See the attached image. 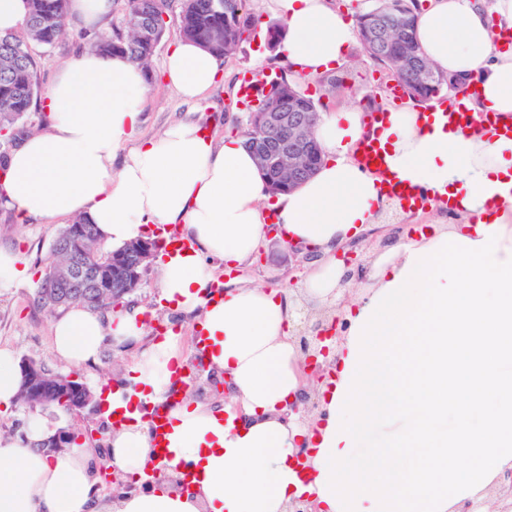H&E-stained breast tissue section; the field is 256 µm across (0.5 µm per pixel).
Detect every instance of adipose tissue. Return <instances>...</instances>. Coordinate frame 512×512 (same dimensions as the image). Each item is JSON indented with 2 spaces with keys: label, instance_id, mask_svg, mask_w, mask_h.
<instances>
[{
  "label": "adipose tissue",
  "instance_id": "1",
  "mask_svg": "<svg viewBox=\"0 0 512 512\" xmlns=\"http://www.w3.org/2000/svg\"><path fill=\"white\" fill-rule=\"evenodd\" d=\"M284 22L282 52L294 72L316 77L344 60L355 24L329 0H263ZM421 56L436 69L478 76L460 128L407 107L367 125L359 108L322 115L318 171L269 197L241 134L204 137L178 122L140 135L148 85L120 55L86 50L58 71L48 125L8 156L0 204L18 223L89 217L113 246L149 226L179 224L187 247L159 250L160 300L195 313L207 337L208 370L227 373L233 401L167 403L176 337L142 345L144 308L101 313L71 306L54 316L53 352L68 364L96 362L104 345L140 343L107 393L114 414L130 401L165 404L167 469L195 474L191 491L166 486L113 501L88 469V448L54 455L31 416L24 438L0 435V512H285L308 494L320 512H453L512 464V138L493 135L485 114L512 116V0H430L418 15ZM188 101L207 96L221 60L177 41L164 62ZM386 149V174L365 168L360 146ZM427 197L447 196L460 217L390 244L346 308L348 330L321 395L326 416L304 472L293 458L304 430L284 421L304 386L291 339L293 292L236 286L212 295L210 259L241 266L275 219L283 242L318 254L306 293L323 302L339 288L337 252L376 224L390 199L384 178ZM109 466L138 476L155 461L145 423L112 432Z\"/></svg>",
  "mask_w": 512,
  "mask_h": 512
}]
</instances>
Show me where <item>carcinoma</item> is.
<instances>
[{
  "label": "carcinoma",
  "mask_w": 512,
  "mask_h": 512,
  "mask_svg": "<svg viewBox=\"0 0 512 512\" xmlns=\"http://www.w3.org/2000/svg\"><path fill=\"white\" fill-rule=\"evenodd\" d=\"M170 0H125V7L118 22L110 24V30L99 33L88 43V48L98 54L109 56L122 54L138 64L145 72L147 83L153 82L152 60L157 46L168 33L165 16ZM375 11L408 30L405 45L391 50H382L368 39L361 44L368 56L385 66L404 84L406 93L415 101L423 102L437 94L440 87L423 81L410 82L405 72L398 69V55L405 53L419 57L418 44L414 37L416 12L399 14L391 0H379ZM66 21V0H28V13L19 33L0 35V129L7 131L3 139H10L16 125L28 119L33 112L44 111L37 82V57L60 44ZM259 24V17L244 11V0H182L178 35L193 41L211 53L227 58L233 55L240 44L248 39ZM271 112H302L319 116L317 102L307 91L282 75L262 91L260 103L250 112L242 134L248 149L268 147L283 133L273 129L268 121ZM321 155H316L312 169L290 181L288 176H277L273 171L262 169L266 192L270 196L288 193L298 184L315 174L321 164ZM75 224H84L91 238L81 255L87 271L101 267L100 261L109 260L113 251L102 254L98 251L101 236L98 228L85 216L73 219ZM50 272H45L35 291V303L50 313L56 307L48 302ZM61 308L82 305L91 310L107 311L114 302L103 298L98 301L79 294V289L68 290Z\"/></svg>",
  "instance_id": "carcinoma-1"
}]
</instances>
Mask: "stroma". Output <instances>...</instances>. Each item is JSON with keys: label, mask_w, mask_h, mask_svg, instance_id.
Segmentation results:
<instances>
[{"label": "stroma", "mask_w": 512, "mask_h": 512, "mask_svg": "<svg viewBox=\"0 0 512 512\" xmlns=\"http://www.w3.org/2000/svg\"><path fill=\"white\" fill-rule=\"evenodd\" d=\"M247 9L259 16L260 27L239 46L234 55L225 58L223 77L206 98L188 102L164 81L162 63L177 38L181 14V0H172L167 16L170 33L159 44L153 61L154 82L143 113V136L158 135L172 123L192 119L207 128L212 136L223 137L226 131L238 130L246 124L249 108L240 95L233 92L243 75L290 74L291 68L282 62L278 47L267 41L266 28L275 23V16L265 13L260 0H248ZM87 42L88 37L82 28L66 24L65 37L59 47L39 59L38 84L41 94H48L62 64L80 54ZM335 73L343 79L335 93H323L315 81L305 85L307 92L319 98L322 112H333L350 103L357 104L365 112L372 97L382 105L393 104L394 99L390 94L393 78L390 72L371 60L360 44H353L346 62L336 68ZM66 224L63 218L51 223L32 219L19 224L11 211L0 207V247L21 253L27 261L24 279L0 287V349H10L18 359L33 357L44 360L58 371L62 370L63 365L51 352L52 316L36 307L33 297L41 276L51 263V241ZM292 264L293 259L289 257L287 248L270 242L251 264L239 267L236 279L242 284L260 282L272 288H290L299 294L304 284L300 281L290 282L288 270ZM155 285V273H148L132 298L141 306L156 310L157 324L174 330L179 338L178 348L182 357L190 358L194 351L197 321L180 311L159 307ZM42 417L50 429H67L76 435L78 443L93 448L91 468L105 464L112 420L106 416L104 408L90 407L79 414L65 416L46 411Z\"/></svg>", "instance_id": "obj_1"}]
</instances>
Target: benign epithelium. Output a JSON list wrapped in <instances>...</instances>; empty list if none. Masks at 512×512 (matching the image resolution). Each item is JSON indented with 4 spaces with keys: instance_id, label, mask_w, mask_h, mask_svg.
<instances>
[{
    "instance_id": "benign-epithelium-1",
    "label": "benign epithelium",
    "mask_w": 512,
    "mask_h": 512,
    "mask_svg": "<svg viewBox=\"0 0 512 512\" xmlns=\"http://www.w3.org/2000/svg\"><path fill=\"white\" fill-rule=\"evenodd\" d=\"M371 28L376 33V40L381 44L398 42L403 38V31L399 27L379 21L371 23ZM415 68L419 74L432 78L442 83L441 89L456 93L466 87L470 81L469 76L448 75L434 70L429 64L418 60ZM271 124L288 127V138L278 144L273 152L264 150L260 153L262 163L275 171L277 175H288L292 179L301 172L309 169L318 151L315 136L311 133L307 122L298 119L294 114L277 112L271 117ZM379 229L373 228L351 241L343 250L340 259L343 261L345 274L341 286L356 283L363 278L370 266V261L365 258L366 241L374 238ZM88 237L87 228L83 224H73L67 233L65 251L72 254L81 246ZM138 263L128 270L123 288L125 292L132 293L141 285L145 273L150 269L152 247L144 241L136 246ZM289 252L299 257L294 267L288 273L305 272V264L318 258L312 252H303V247L289 245ZM112 266L104 265L100 274L92 277L93 287L97 289L99 296L104 297L114 292V284L110 270ZM84 268L71 260L56 271L54 282L59 284L75 283L84 278ZM300 324L297 326L294 342L299 348L303 364L302 370L307 382L313 386L318 385L329 366L331 357L335 355V348L339 347L343 340V333L348 329V322L333 318L330 326H324V321H312L311 312L303 307L296 308ZM22 375L21 391L23 396L30 398L39 396L43 406L47 407L50 400L46 398V390L55 393H74L76 398L70 407L75 413L85 409L94 403V394L91 389L80 380L75 373H55L51 379H46L43 367L33 361L24 359L20 362ZM323 415L319 400L305 390L297 398V401L288 405V421L301 427L312 428L314 421ZM148 479L140 482L124 479L118 474H112V500L117 501L128 496L134 491H144L161 483L173 485L180 490L189 489L185 480L174 476L166 470V467H154L147 473ZM287 512H319L318 504L308 495L294 497L288 503ZM457 512H512V468L504 469L493 484L489 492L481 499H467L457 506Z\"/></svg>"
}]
</instances>
